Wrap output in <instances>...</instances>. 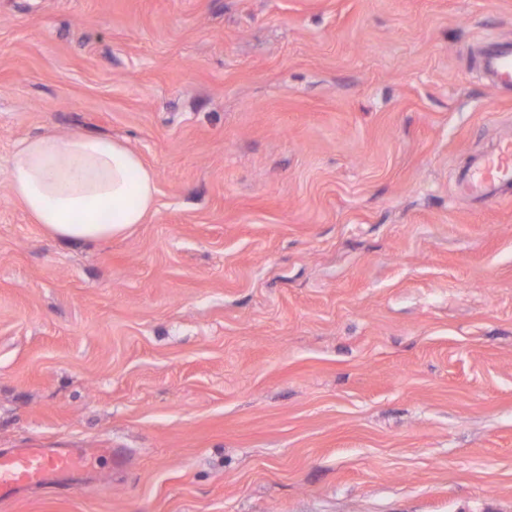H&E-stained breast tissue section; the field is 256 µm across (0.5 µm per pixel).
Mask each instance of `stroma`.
Segmentation results:
<instances>
[{"instance_id":"stroma-1","label":"stroma","mask_w":512,"mask_h":512,"mask_svg":"<svg viewBox=\"0 0 512 512\" xmlns=\"http://www.w3.org/2000/svg\"><path fill=\"white\" fill-rule=\"evenodd\" d=\"M512 0H0V448L123 467L0 512H512ZM111 137L145 223L64 244L29 137ZM476 66L497 85L512 88V41L487 39L473 53ZM504 185L512 186V138L500 140L496 153L475 159L463 175L465 195L483 204L505 201Z\"/></svg>"}]
</instances>
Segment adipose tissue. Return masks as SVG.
<instances>
[{"mask_svg": "<svg viewBox=\"0 0 512 512\" xmlns=\"http://www.w3.org/2000/svg\"><path fill=\"white\" fill-rule=\"evenodd\" d=\"M9 182L34 222L66 241L121 235L155 205L152 172L135 151L105 136L23 140L10 159Z\"/></svg>", "mask_w": 512, "mask_h": 512, "instance_id": "ef3b65f1", "label": "adipose tissue"}]
</instances>
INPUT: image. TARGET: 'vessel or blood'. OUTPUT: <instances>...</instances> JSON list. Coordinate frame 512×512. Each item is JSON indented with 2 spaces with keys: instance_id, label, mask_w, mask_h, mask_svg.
<instances>
[{
  "instance_id": "vessel-or-blood-1",
  "label": "vessel or blood",
  "mask_w": 512,
  "mask_h": 512,
  "mask_svg": "<svg viewBox=\"0 0 512 512\" xmlns=\"http://www.w3.org/2000/svg\"><path fill=\"white\" fill-rule=\"evenodd\" d=\"M479 70L497 85L512 88V41L488 39L475 49ZM512 186V138L500 140L494 154L475 159L463 175L468 198L485 204L502 203L503 186ZM121 466L124 454L116 448H11L0 452V501L15 498L30 487H51L86 472L95 460Z\"/></svg>"
}]
</instances>
